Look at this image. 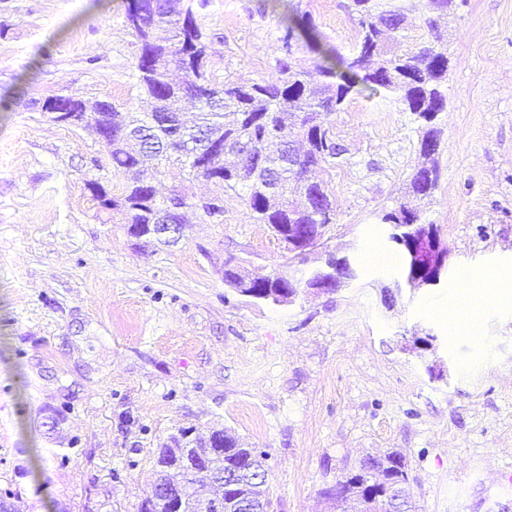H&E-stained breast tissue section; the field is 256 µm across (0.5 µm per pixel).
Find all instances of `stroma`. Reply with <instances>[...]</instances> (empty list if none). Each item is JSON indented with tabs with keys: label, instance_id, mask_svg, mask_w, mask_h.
Masks as SVG:
<instances>
[{
	"label": "stroma",
	"instance_id": "stroma-1",
	"mask_svg": "<svg viewBox=\"0 0 512 512\" xmlns=\"http://www.w3.org/2000/svg\"><path fill=\"white\" fill-rule=\"evenodd\" d=\"M128 2L0 0V494L16 512H138L169 436L224 428L267 452L271 512H336L321 489L391 451L417 512H512V306L483 312L478 343L433 314L474 274L512 272V0H455L440 21L439 183L419 206L446 248L440 285L400 288L381 221L418 163L419 123L361 88L331 117L345 159L318 174L334 202L321 245L359 278L290 306L224 285L225 265L283 262L244 192L225 193L219 222L187 210L177 246H143L88 189L124 190L95 131L35 107L74 94L146 110ZM194 12L220 80L277 77L285 13L342 55L358 33L352 0Z\"/></svg>",
	"mask_w": 512,
	"mask_h": 512
}]
</instances>
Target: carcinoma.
<instances>
[{
    "instance_id": "obj_1",
    "label": "carcinoma",
    "mask_w": 512,
    "mask_h": 512,
    "mask_svg": "<svg viewBox=\"0 0 512 512\" xmlns=\"http://www.w3.org/2000/svg\"><path fill=\"white\" fill-rule=\"evenodd\" d=\"M454 2L352 0L358 34L347 56L322 48L312 23L305 24L300 36L288 23L279 47L278 76L258 82L213 77L210 45L196 23L193 0H132L125 23L138 46L135 71L141 93L151 101V112L166 113L182 125L184 137L202 134L206 142L194 155H183L172 149L174 126L153 122L151 112L124 111L107 100L66 97L73 111L84 113L83 123L94 126L112 120V144L105 148L113 170L126 180L122 197L112 200V210L121 213L126 224L151 223L165 201L156 174L161 167L176 164L188 182H213L219 189L215 198L221 201L228 191L246 190L254 222L269 225L278 237L285 224H307L312 231L323 232L334 219L329 190L289 165V140L308 135L314 147L311 159L321 168L336 166L343 149L333 136L330 116L343 110L358 86L395 95L419 119L420 141L441 137L436 117L447 105L449 60L434 14L449 10ZM416 20L428 29L431 39L410 52L392 50L389 33ZM300 39L318 53L317 61L308 64L297 56ZM128 128L137 130L145 149L128 150L121 145L120 137ZM423 170L432 177L413 173L409 178V195L419 200L430 197L435 189V158H429ZM251 287L259 289L254 299L277 305L275 293L289 288L288 276L272 283L257 275ZM185 432L179 429L160 448L154 484L165 485L171 494L189 495L226 463L253 465L260 470V481L246 482L232 496H248L260 512H268L263 460L250 457L253 449L241 447L238 438L224 429L211 431L207 440L196 439L203 446L224 438V458L212 460L209 466L194 461L179 470L167 468L174 461L173 450L184 443ZM370 475L375 481L372 489L367 485ZM370 475L356 470L325 495L340 503L342 512H389L393 491L404 498V512L414 509L401 456L378 459Z\"/></svg>"
}]
</instances>
